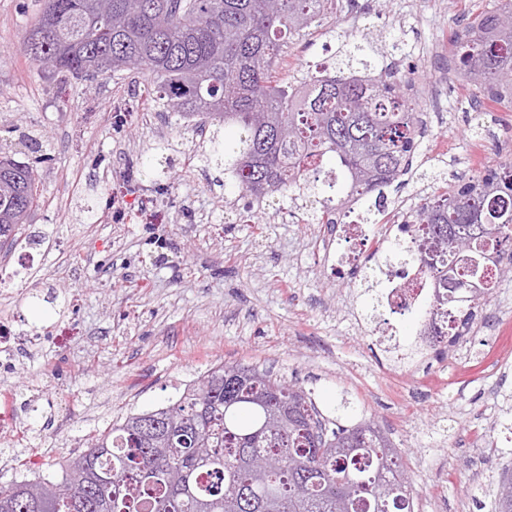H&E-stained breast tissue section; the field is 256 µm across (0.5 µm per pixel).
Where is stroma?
Segmentation results:
<instances>
[{
  "label": "stroma",
  "instance_id": "stroma-1",
  "mask_svg": "<svg viewBox=\"0 0 512 512\" xmlns=\"http://www.w3.org/2000/svg\"><path fill=\"white\" fill-rule=\"evenodd\" d=\"M494 2L336 0L273 73L297 81L299 64L362 43L431 88L453 34ZM41 8L0 0V153L37 169L40 204L23 232L43 236L0 252L14 275L0 283V324L35 339L0 367L17 419L0 482L59 472L88 435L226 363L273 370L327 415L351 402L400 449L419 512H490L512 458V339L500 338L512 326V278L478 310L461 366L413 354L417 314L397 318L396 344H376L363 279L373 249L356 268L325 260L308 197H266L257 223L245 221L223 156L192 157L200 128L155 111L143 73L73 80L57 95L22 50ZM493 133L512 148V111L475 106L454 79L443 123L390 187L391 203L414 211L457 185L468 175L460 159Z\"/></svg>",
  "mask_w": 512,
  "mask_h": 512
}]
</instances>
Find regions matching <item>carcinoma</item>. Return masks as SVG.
Wrapping results in <instances>:
<instances>
[{
	"label": "carcinoma",
	"mask_w": 512,
	"mask_h": 512,
	"mask_svg": "<svg viewBox=\"0 0 512 512\" xmlns=\"http://www.w3.org/2000/svg\"><path fill=\"white\" fill-rule=\"evenodd\" d=\"M23 52L64 81L147 72L158 107L214 127L211 152L254 200L316 193L324 162L342 172L340 198L320 200L326 224L348 200L384 198L409 168L418 113L377 68L323 70L296 91L272 64L288 41L336 0H42ZM458 77L512 108V0L480 13L452 50ZM234 130L219 140L221 128ZM37 170L0 157V249L37 205ZM390 242L378 271L416 267L445 293L426 314L454 345L473 320L463 294L491 299L498 284L467 256L512 272V164L434 194ZM457 263L461 283H448ZM325 416L300 386L256 367L209 368L175 400L97 431L56 479L0 483V512H411L401 451L375 423L347 426L341 400ZM150 415L168 423L146 430ZM493 512H512V469L492 490Z\"/></svg>",
	"instance_id": "cac0c4a2"
}]
</instances>
